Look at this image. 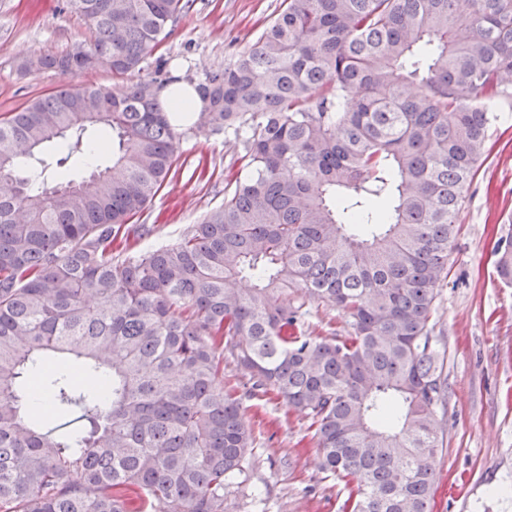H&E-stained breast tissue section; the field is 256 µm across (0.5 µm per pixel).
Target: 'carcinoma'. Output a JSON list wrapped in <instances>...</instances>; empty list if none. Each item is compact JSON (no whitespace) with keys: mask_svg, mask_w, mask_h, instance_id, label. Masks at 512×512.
Segmentation results:
<instances>
[{"mask_svg":"<svg viewBox=\"0 0 512 512\" xmlns=\"http://www.w3.org/2000/svg\"><path fill=\"white\" fill-rule=\"evenodd\" d=\"M68 4L85 39L19 64L67 82L0 120V512H228L254 448L242 400L269 394L310 420L342 512H431L434 301L488 130L512 108V0H284L193 84L189 130L238 150L224 204L122 255L112 244L150 232L127 224L177 160L173 80L68 78L143 71L190 0ZM94 124L112 131L108 162L84 138ZM56 139L65 156L19 174ZM495 268L512 285L511 238ZM295 289L346 313L347 335H306ZM51 355L81 361L85 383L37 375Z\"/></svg>","mask_w":512,"mask_h":512,"instance_id":"cac0c4a2","label":"carcinoma"}]
</instances>
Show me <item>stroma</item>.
I'll use <instances>...</instances> for the list:
<instances>
[{
    "label": "stroma",
    "mask_w": 512,
    "mask_h": 512,
    "mask_svg": "<svg viewBox=\"0 0 512 512\" xmlns=\"http://www.w3.org/2000/svg\"><path fill=\"white\" fill-rule=\"evenodd\" d=\"M283 0H194L175 31L149 55L145 72L168 62L181 81L223 68L248 50L282 10ZM84 21L65 0H0V119L49 93L53 74L24 75L23 57L63 53L83 40ZM488 157L465 192L448 276L437 290L433 344L445 355L446 399L436 409L445 429L434 459L433 512H512V286L498 278L495 248L512 236V112L488 133ZM235 148L223 136L180 139L177 173L140 221L154 233L141 250L175 243L224 202V170ZM254 430L248 480L229 512H340L342 482L323 470L308 419L269 395L243 401Z\"/></svg>",
    "instance_id": "obj_1"
}]
</instances>
